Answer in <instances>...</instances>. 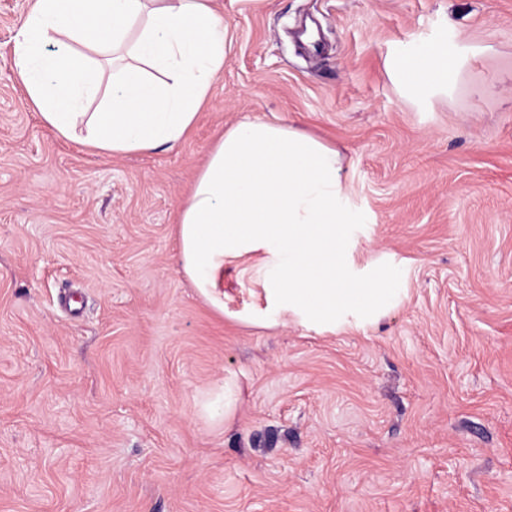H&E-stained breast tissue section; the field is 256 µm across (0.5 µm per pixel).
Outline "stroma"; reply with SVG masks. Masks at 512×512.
I'll list each match as a JSON object with an SVG mask.
<instances>
[{
    "label": "stroma",
    "mask_w": 512,
    "mask_h": 512,
    "mask_svg": "<svg viewBox=\"0 0 512 512\" xmlns=\"http://www.w3.org/2000/svg\"><path fill=\"white\" fill-rule=\"evenodd\" d=\"M214 5L193 132L112 156L42 121L11 67L35 0H0V512H512V0ZM442 31L460 71L420 105L388 59ZM255 118L341 153L350 273L399 290L382 314L251 323L255 257L223 311L192 288L180 205Z\"/></svg>",
    "instance_id": "1"
}]
</instances>
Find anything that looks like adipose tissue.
<instances>
[{"label": "adipose tissue", "mask_w": 512, "mask_h": 512, "mask_svg": "<svg viewBox=\"0 0 512 512\" xmlns=\"http://www.w3.org/2000/svg\"><path fill=\"white\" fill-rule=\"evenodd\" d=\"M228 27L214 0H36L12 69L56 135L99 153L176 147L224 68ZM460 59L446 37L401 49L394 79L423 100L447 89ZM102 96L96 111L88 99ZM335 147L286 124L250 120L225 131L180 206V263L216 310L224 267L259 257L268 307L308 328L335 329L390 304L389 284L345 266L351 208Z\"/></svg>", "instance_id": "1"}]
</instances>
